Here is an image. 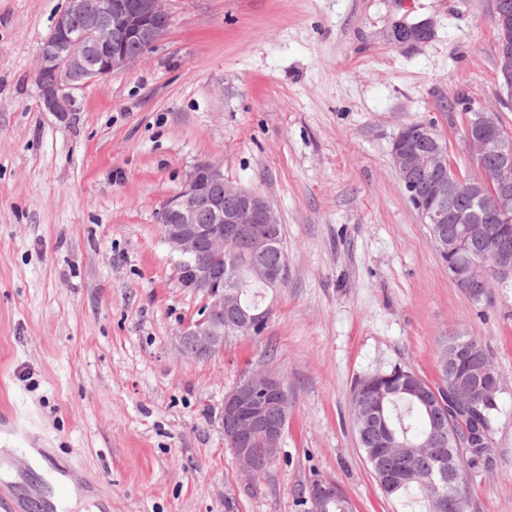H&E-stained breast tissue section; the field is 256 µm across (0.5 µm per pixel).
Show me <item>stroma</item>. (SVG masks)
<instances>
[{
	"instance_id": "35a3bbf8",
	"label": "stroma",
	"mask_w": 512,
	"mask_h": 512,
	"mask_svg": "<svg viewBox=\"0 0 512 512\" xmlns=\"http://www.w3.org/2000/svg\"><path fill=\"white\" fill-rule=\"evenodd\" d=\"M67 0H0V459L44 448L69 470L72 512H308L327 477L353 512H418L384 496L351 420L356 378L407 365L435 378L469 336L501 377L496 464L469 512H512V284L473 301L448 275L392 165L411 123L435 124L473 169L466 114L501 103L493 0H167L143 59L42 111L34 73ZM430 23L398 47L395 22ZM218 161L279 214L288 281L263 335L198 361L176 333L202 297L182 287L160 209L185 173ZM288 387L278 458L241 476L224 395L245 372Z\"/></svg>"
}]
</instances>
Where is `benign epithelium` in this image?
<instances>
[{
  "mask_svg": "<svg viewBox=\"0 0 512 512\" xmlns=\"http://www.w3.org/2000/svg\"><path fill=\"white\" fill-rule=\"evenodd\" d=\"M167 0H67L42 46L36 73L52 72L51 84L36 81L44 111L66 121L73 112L71 89L107 79L112 72L136 63L132 43L149 50L168 33ZM78 16L83 29L75 34L71 18ZM493 23L497 31L496 55L502 89L512 98V7L494 0ZM427 23L394 25L393 44L402 47L430 37ZM462 138L473 151L476 173L463 174L451 163L448 145L430 124L402 127L391 144L393 166L422 223L432 224L437 251L451 255L475 245H494L490 265L472 262L453 264L448 274L470 294L488 287L487 272L500 284L512 280V228L501 224L512 214V135L495 112H475L465 118ZM468 202H459L460 193ZM162 237L175 258L183 287L203 294V312L183 324L177 333L181 355L207 360L224 350L227 336H251L269 319L271 309L250 307L236 291L240 272L224 271L211 260L224 257L231 243L265 247L266 238L254 234L255 224H278L280 218L258 192L235 186L224 178L223 165L204 161L185 177L181 190L162 206ZM453 353L441 358L438 375L448 380V400L457 411L470 410L474 386L470 379L455 375ZM288 404V392L280 373H252L224 396L219 424L240 473L246 477L261 462L273 463L280 452L285 419L276 416ZM457 438L446 418L432 412V428L426 446L417 458L424 461L448 458V469L431 474L423 484L433 497L436 512H464L462 498L446 491L445 484L458 473L460 457L444 446H455ZM410 473L407 459L378 477L390 490ZM317 492L311 496L314 509L326 507L342 494L336 482L316 478Z\"/></svg>",
  "mask_w": 512,
  "mask_h": 512,
  "instance_id": "benign-epithelium-1",
  "label": "benign epithelium"
}]
</instances>
